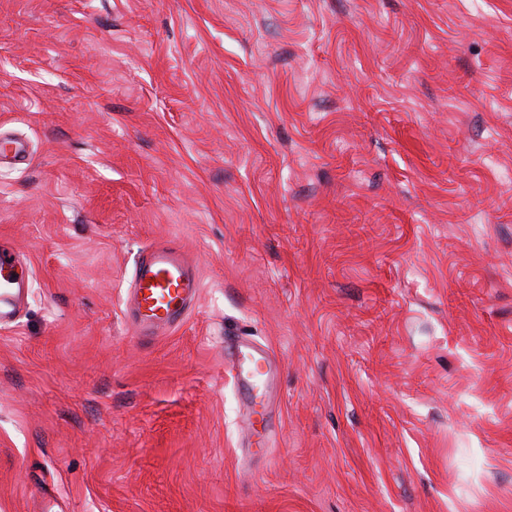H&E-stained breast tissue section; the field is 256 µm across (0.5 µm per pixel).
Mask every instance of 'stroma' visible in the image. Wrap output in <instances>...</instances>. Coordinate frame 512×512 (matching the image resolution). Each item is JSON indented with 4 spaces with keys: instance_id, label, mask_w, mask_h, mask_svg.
I'll return each instance as SVG.
<instances>
[{
    "instance_id": "stroma-1",
    "label": "stroma",
    "mask_w": 512,
    "mask_h": 512,
    "mask_svg": "<svg viewBox=\"0 0 512 512\" xmlns=\"http://www.w3.org/2000/svg\"><path fill=\"white\" fill-rule=\"evenodd\" d=\"M0 135V512H512V0H0ZM201 288L194 265L172 241L151 245L138 258L126 301L128 320L153 335L180 324ZM31 281L23 257L0 245V327L17 321ZM224 358L245 403H252L254 396L260 398L253 402L252 414L264 420L278 378V368L269 352L247 336H232L224 339Z\"/></svg>"
}]
</instances>
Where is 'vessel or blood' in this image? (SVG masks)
<instances>
[{
	"mask_svg": "<svg viewBox=\"0 0 512 512\" xmlns=\"http://www.w3.org/2000/svg\"><path fill=\"white\" fill-rule=\"evenodd\" d=\"M31 281L22 256L0 245V327L17 321ZM201 288L194 265L173 242L151 245L138 258L126 301L128 320L145 335L180 324ZM224 358L245 403L265 415L278 378L269 352L248 337L224 340Z\"/></svg>",
	"mask_w": 512,
	"mask_h": 512,
	"instance_id": "b4317fda",
	"label": "vessel or blood"
}]
</instances>
